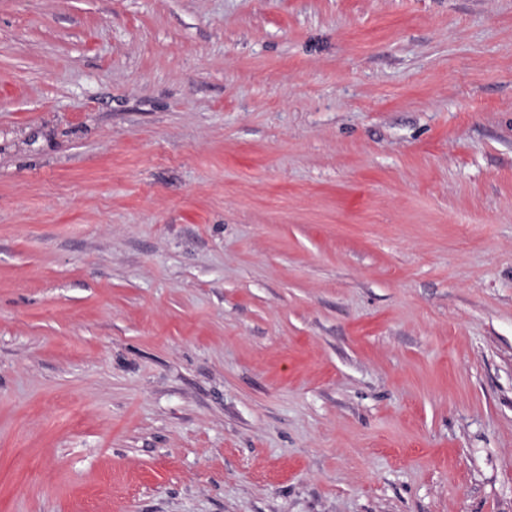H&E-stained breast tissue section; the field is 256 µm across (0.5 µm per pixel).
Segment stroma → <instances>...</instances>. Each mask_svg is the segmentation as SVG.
I'll use <instances>...</instances> for the list:
<instances>
[{
    "instance_id": "obj_1",
    "label": "stroma",
    "mask_w": 512,
    "mask_h": 512,
    "mask_svg": "<svg viewBox=\"0 0 512 512\" xmlns=\"http://www.w3.org/2000/svg\"><path fill=\"white\" fill-rule=\"evenodd\" d=\"M0 512H512V0H0Z\"/></svg>"
}]
</instances>
